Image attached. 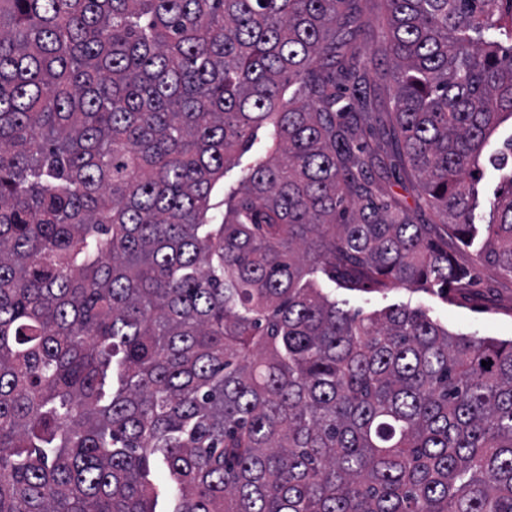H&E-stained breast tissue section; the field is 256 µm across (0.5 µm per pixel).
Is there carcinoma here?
I'll return each mask as SVG.
<instances>
[{"label":"carcinoma","instance_id":"1","mask_svg":"<svg viewBox=\"0 0 512 512\" xmlns=\"http://www.w3.org/2000/svg\"><path fill=\"white\" fill-rule=\"evenodd\" d=\"M384 2L423 200L512 276V136L474 223L512 0ZM361 27L360 0H0V512H512V339L323 292L470 279L377 200L367 91L339 106ZM501 185L500 172L490 166L485 167L479 186L485 200L486 208L481 211H476V224L485 223V220L488 219V206L495 200L497 194L500 192Z\"/></svg>","mask_w":512,"mask_h":512}]
</instances>
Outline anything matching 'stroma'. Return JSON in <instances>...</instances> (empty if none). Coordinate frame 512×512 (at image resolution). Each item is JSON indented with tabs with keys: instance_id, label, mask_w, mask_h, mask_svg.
<instances>
[{
	"instance_id": "1",
	"label": "stroma",
	"mask_w": 512,
	"mask_h": 512,
	"mask_svg": "<svg viewBox=\"0 0 512 512\" xmlns=\"http://www.w3.org/2000/svg\"><path fill=\"white\" fill-rule=\"evenodd\" d=\"M362 33L358 40L359 70L367 78L368 110L364 124L366 140L375 149L371 175L380 199L400 200L416 223L436 224L440 218L418 198V182L400 162L390 133L395 110L393 91L384 72L389 59L384 53L387 29L383 20L384 0H360ZM448 251L455 263L471 270L467 288L449 295L392 287L383 291H362L328 287L327 293L343 309L369 314L385 307L407 304L426 309L450 332L512 339V277L481 258L477 247L449 239Z\"/></svg>"
}]
</instances>
